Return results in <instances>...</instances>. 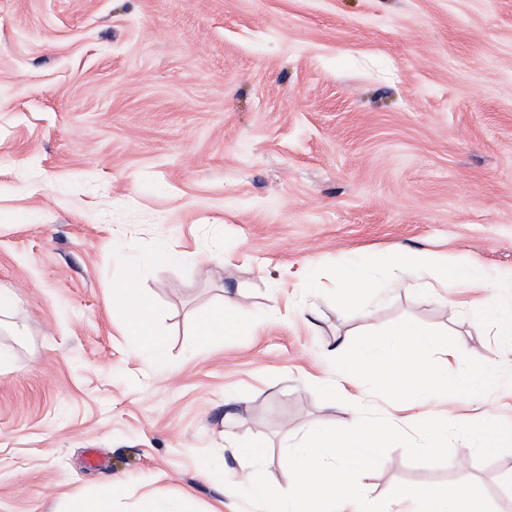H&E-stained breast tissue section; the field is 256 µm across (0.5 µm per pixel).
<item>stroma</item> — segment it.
Listing matches in <instances>:
<instances>
[{
  "mask_svg": "<svg viewBox=\"0 0 512 512\" xmlns=\"http://www.w3.org/2000/svg\"><path fill=\"white\" fill-rule=\"evenodd\" d=\"M430 251L484 285H394L379 258ZM173 258L162 263L161 251ZM222 254V266L208 264ZM378 287L340 311L293 287L340 262ZM137 272L158 308L155 365L108 305ZM512 0H0V512H70L103 483L173 512H275L237 483L285 484L305 428L386 405L324 404L338 343L413 322L452 333L449 421L512 416ZM247 323L196 343L203 311ZM259 440L256 464L231 446ZM398 430L355 477L369 506L401 486H471L512 512V440L418 454ZM479 321L492 324L500 336H512V309L503 310L494 300L483 302L477 310Z\"/></svg>",
  "mask_w": 512,
  "mask_h": 512,
  "instance_id": "stroma-1",
  "label": "stroma"
}]
</instances>
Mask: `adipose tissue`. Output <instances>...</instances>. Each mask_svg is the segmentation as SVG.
Here are the masks:
<instances>
[{
  "instance_id": "obj_1",
  "label": "adipose tissue",
  "mask_w": 512,
  "mask_h": 512,
  "mask_svg": "<svg viewBox=\"0 0 512 512\" xmlns=\"http://www.w3.org/2000/svg\"><path fill=\"white\" fill-rule=\"evenodd\" d=\"M384 263L399 275L416 280L422 272L434 270L447 287L478 280L471 268L401 249L387 252ZM112 308L124 315L129 331L139 337L144 348H159L156 309L139 288L137 275L128 277L119 296L113 298ZM432 354L444 364H453L452 339L427 338L425 331L404 321L381 343L361 341L349 365L381 377L387 394L427 405L448 389L429 363ZM388 433L383 425L360 428L354 417L333 429L310 428L304 432L298 451L282 460L289 472L287 484L271 486L250 472L244 473L241 481L254 496L276 500L285 512H358L362 491L352 470L372 461L375 448ZM394 498L402 505V512H486L477 494L465 485L403 487Z\"/></svg>"
}]
</instances>
